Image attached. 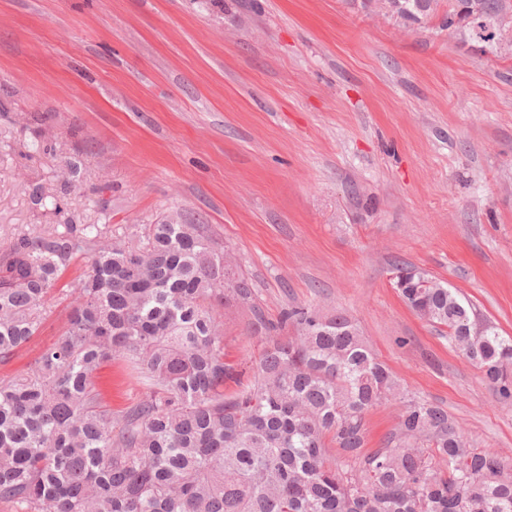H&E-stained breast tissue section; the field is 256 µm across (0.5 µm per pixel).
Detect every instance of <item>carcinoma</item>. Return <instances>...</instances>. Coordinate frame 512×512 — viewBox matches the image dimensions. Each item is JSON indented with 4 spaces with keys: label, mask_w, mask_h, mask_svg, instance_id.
<instances>
[{
    "label": "carcinoma",
    "mask_w": 512,
    "mask_h": 512,
    "mask_svg": "<svg viewBox=\"0 0 512 512\" xmlns=\"http://www.w3.org/2000/svg\"><path fill=\"white\" fill-rule=\"evenodd\" d=\"M435 0H398L418 22ZM442 26L500 21L506 0H455ZM31 195L58 213L56 189ZM90 257L68 326L26 375L0 380V502L25 512H512V461L474 448L444 408L409 392L345 315L294 307L271 320L202 224L162 221L144 241L101 224L19 234L0 252V362L29 343L62 272ZM394 281L421 319L512 406V336L457 290L411 265ZM249 308L265 342L247 383L226 361L218 307ZM293 328L287 338L278 336ZM122 358L148 379L114 414L92 385ZM399 405L383 446L366 415Z\"/></svg>",
    "instance_id": "1"
}]
</instances>
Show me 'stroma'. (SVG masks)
Listing matches in <instances>:
<instances>
[{"mask_svg":"<svg viewBox=\"0 0 512 512\" xmlns=\"http://www.w3.org/2000/svg\"><path fill=\"white\" fill-rule=\"evenodd\" d=\"M361 0H0V250L50 224L138 240L171 216L208 225L269 317L351 318L470 444L512 460V407L393 286L413 265L512 336V42L479 51ZM44 150L29 151L35 140ZM69 168L57 214L30 188ZM63 271L38 335L0 379L64 332ZM227 360L261 346L221 307ZM113 413L147 387L115 360L94 376Z\"/></svg>","mask_w":512,"mask_h":512,"instance_id":"1","label":"stroma"}]
</instances>
